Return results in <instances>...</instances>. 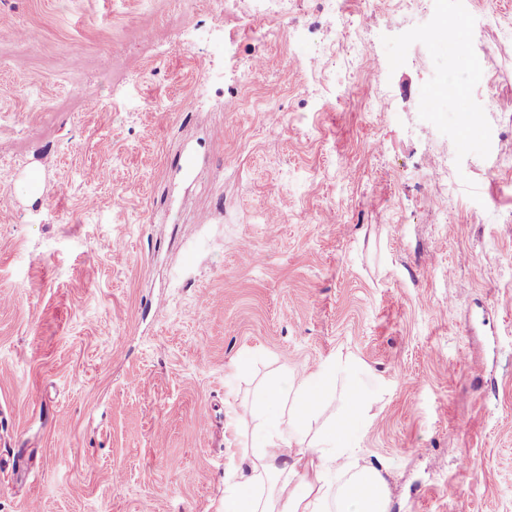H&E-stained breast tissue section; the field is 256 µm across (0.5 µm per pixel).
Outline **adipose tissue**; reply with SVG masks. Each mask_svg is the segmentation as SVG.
Here are the masks:
<instances>
[{
  "label": "adipose tissue",
  "instance_id": "1",
  "mask_svg": "<svg viewBox=\"0 0 512 512\" xmlns=\"http://www.w3.org/2000/svg\"><path fill=\"white\" fill-rule=\"evenodd\" d=\"M341 369L335 360L315 375L299 370L265 393L264 419L271 435L257 447L249 471L234 468L227 473L224 512H327L323 487L302 465L307 450L300 432ZM366 424L365 401L352 394L349 410L337 418L317 451L320 469L347 477L336 497V512H389L381 470L358 465L353 456V442Z\"/></svg>",
  "mask_w": 512,
  "mask_h": 512
}]
</instances>
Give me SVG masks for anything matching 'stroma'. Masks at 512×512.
<instances>
[{"mask_svg":"<svg viewBox=\"0 0 512 512\" xmlns=\"http://www.w3.org/2000/svg\"><path fill=\"white\" fill-rule=\"evenodd\" d=\"M181 9L0 0V512H223L266 383L336 355L305 443L351 382L391 512H512V0H292L298 46L199 0L142 55Z\"/></svg>","mask_w":512,"mask_h":512,"instance_id":"35a3bbf8","label":"stroma"}]
</instances>
